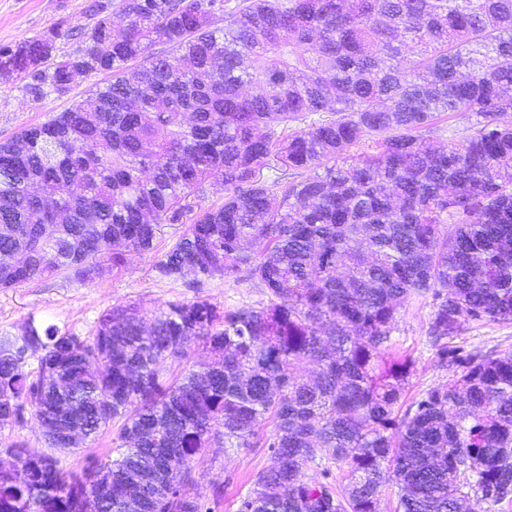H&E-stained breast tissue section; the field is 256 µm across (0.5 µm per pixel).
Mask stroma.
Segmentation results:
<instances>
[{
  "instance_id": "obj_1",
  "label": "stroma",
  "mask_w": 512,
  "mask_h": 512,
  "mask_svg": "<svg viewBox=\"0 0 512 512\" xmlns=\"http://www.w3.org/2000/svg\"><path fill=\"white\" fill-rule=\"evenodd\" d=\"M88 0H0V47L35 37L56 26L61 31L58 54L75 52V30L90 29L95 19L85 11ZM106 74L90 75L63 96L49 94L40 100L25 97L20 83H0V140L10 138L22 128L46 121L83 99L89 90L104 83ZM183 231L182 225L165 224L156 239L154 251L132 256L121 272L105 271L91 283H82L58 275L0 290V333L21 334L29 314H37L48 323L68 327L86 336L94 329L99 315L117 304L138 303L144 308H162L172 302L191 301L203 296L218 306L233 309L241 305H259L267 297L247 275L230 280L215 279L201 288L189 282L170 283L157 278L155 263L171 248ZM432 312L431 300L416 299L399 309L393 339L399 352L411 355L415 369L405 388V400L419 397L427 390L447 383L454 370L440 364L426 336ZM467 350L512 353V322H471L459 337ZM269 463L265 448H231L217 457L197 461L201 478L194 495L209 512H237L238 501L253 477ZM223 485L224 497L214 500V485Z\"/></svg>"
}]
</instances>
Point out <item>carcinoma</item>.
Segmentation results:
<instances>
[{
  "instance_id": "cac0c4a2",
  "label": "carcinoma",
  "mask_w": 512,
  "mask_h": 512,
  "mask_svg": "<svg viewBox=\"0 0 512 512\" xmlns=\"http://www.w3.org/2000/svg\"><path fill=\"white\" fill-rule=\"evenodd\" d=\"M56 55L50 28L0 48L39 100L111 76L0 142V289L92 282L155 249L170 282L247 273L268 303L115 305L81 336L28 316L0 334V424L49 422L66 470L11 446L0 512H202L194 462L265 447L237 512H481L512 501V353L454 344L512 321V0H119ZM224 21V27L216 24ZM442 112L476 117L461 141ZM273 172L267 179L265 172ZM216 179L224 201L202 207ZM453 230H448V225ZM431 297L429 342L461 375L403 406L395 317ZM269 431H264V428ZM334 464L346 483L307 477ZM115 437V430L113 432L110 430L108 433L102 436L101 439L91 448H86L84 451H81L77 454H57L60 460V466L65 469L79 471L84 465H86L89 457L102 458L106 452L113 448V446H115L113 442L115 441L112 439Z\"/></svg>"
}]
</instances>
